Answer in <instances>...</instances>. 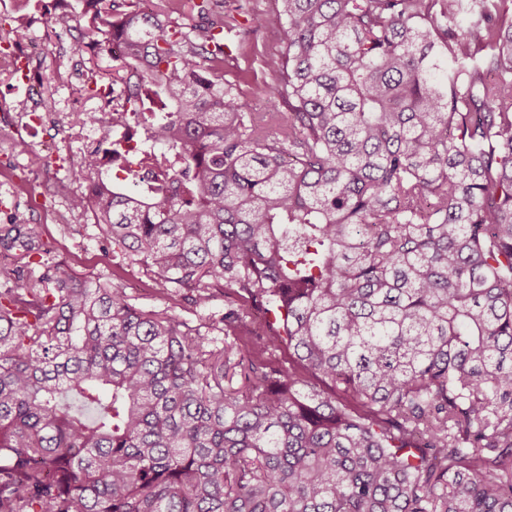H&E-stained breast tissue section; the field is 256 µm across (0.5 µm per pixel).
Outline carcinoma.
Wrapping results in <instances>:
<instances>
[{"instance_id": "cac0c4a2", "label": "carcinoma", "mask_w": 512, "mask_h": 512, "mask_svg": "<svg viewBox=\"0 0 512 512\" xmlns=\"http://www.w3.org/2000/svg\"><path fill=\"white\" fill-rule=\"evenodd\" d=\"M92 2L65 26L141 74L85 122L151 178L91 153L70 208L160 292L231 291L234 342L1 225L0 512H512V0H281L260 117L212 27Z\"/></svg>"}]
</instances>
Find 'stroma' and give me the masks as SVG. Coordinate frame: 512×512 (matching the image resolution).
<instances>
[{
    "instance_id": "1",
    "label": "stroma",
    "mask_w": 512,
    "mask_h": 512,
    "mask_svg": "<svg viewBox=\"0 0 512 512\" xmlns=\"http://www.w3.org/2000/svg\"><path fill=\"white\" fill-rule=\"evenodd\" d=\"M201 0H150V13L172 24L207 26L223 22L232 50L224 61V79L235 85L244 111L265 109L257 90L268 81L271 63L280 59L285 37L276 30L251 31L250 16L271 9L275 0H210L208 11H200ZM60 27L37 26L33 32L43 52L40 69L59 68L60 78L41 87L37 102L22 101L19 109L38 107L43 126L16 122L0 126V156L13 164L11 172H0V199L14 202L12 221L35 227L51 249L49 259L79 278L109 280L123 288L131 303L145 310H168L190 325L205 327L219 318L233 301L226 291H218L207 306L183 300L173 302L155 287L139 267L117 269L107 257L98 238L99 231L88 218L70 208V196L82 192L75 179L74 163L84 151L87 130L80 120L84 113L101 111L103 99L88 92L89 78L98 67L111 63L108 52H88L72 40L61 37ZM54 142L68 163L63 169L45 166L43 146Z\"/></svg>"
}]
</instances>
